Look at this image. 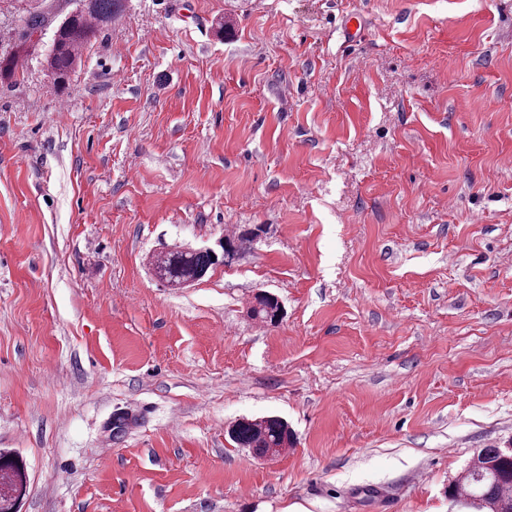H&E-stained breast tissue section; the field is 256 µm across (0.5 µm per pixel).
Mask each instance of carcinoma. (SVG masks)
Here are the masks:
<instances>
[{
    "label": "carcinoma",
    "mask_w": 512,
    "mask_h": 512,
    "mask_svg": "<svg viewBox=\"0 0 512 512\" xmlns=\"http://www.w3.org/2000/svg\"><path fill=\"white\" fill-rule=\"evenodd\" d=\"M127 0H41V4L25 11L24 26L16 49L0 56V81L16 77L18 54L27 52L35 30L52 28L51 45L46 58L54 81L66 88L72 72L80 61L82 50L91 39L123 15ZM255 241L247 232L228 239L224 262L232 261L242 246ZM154 276L171 288H185L202 279L215 265L211 253L199 248L173 246L150 260ZM278 300L268 294H258L249 310L252 319L264 324L276 323ZM230 437L240 448L254 457L270 450L277 451L293 444V432L279 416H264L237 421ZM11 474L13 496L0 497V512H10L14 499L25 495L27 476L25 464L12 452L0 450V471ZM512 455L500 448H482L456 483L448 488L450 509L459 512H502L512 508Z\"/></svg>",
    "instance_id": "obj_1"
}]
</instances>
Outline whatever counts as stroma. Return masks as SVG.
Masks as SVG:
<instances>
[{
  "label": "stroma",
  "instance_id": "obj_1",
  "mask_svg": "<svg viewBox=\"0 0 512 512\" xmlns=\"http://www.w3.org/2000/svg\"><path fill=\"white\" fill-rule=\"evenodd\" d=\"M49 45L0 82L19 512H449L512 444V0H128L62 92ZM267 415L259 460L228 430ZM215 264L211 253L177 245L152 255L150 260L154 276L170 288H185L199 281ZM280 308L276 297L268 294H257L255 303L249 310V315L252 319L264 324H275L276 311ZM230 437L240 448H246L254 457L265 456L271 449L277 453L293 444V432L279 416H264L237 421Z\"/></svg>",
  "mask_w": 512,
  "mask_h": 512
}]
</instances>
